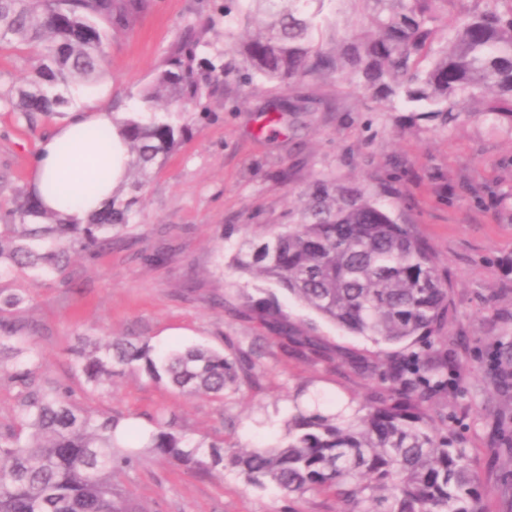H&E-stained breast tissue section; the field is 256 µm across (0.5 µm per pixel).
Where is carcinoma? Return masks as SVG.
<instances>
[{
    "label": "carcinoma",
    "instance_id": "carcinoma-1",
    "mask_svg": "<svg viewBox=\"0 0 512 512\" xmlns=\"http://www.w3.org/2000/svg\"><path fill=\"white\" fill-rule=\"evenodd\" d=\"M248 40L232 50L245 79L336 78L390 105L441 118L467 115L473 101L494 130L512 131V0H485L478 14L448 26L451 0H246ZM362 28L340 33L341 6ZM149 0H0V47L36 50L25 84L0 103L30 123L73 107L103 71L107 34L122 35ZM207 28L192 27L167 51L138 106L122 121L132 156L129 181L85 224H68L30 195L13 201L0 224V281L64 276L70 256L95 259L136 220L149 173L184 137L182 107L201 103L195 77ZM257 271L338 327L374 343L431 342L448 319V282L427 242L358 189L319 183L305 219L234 259ZM24 288H0V379L17 389L14 415L0 424V512H141L114 481L134 467L138 449L210 471L229 469L248 484L287 496L317 493L346 512H489L464 449L424 411L448 389V361L430 350L391 363L390 393L346 416L296 409L284 437L242 451L194 441L173 422L155 421L138 438L110 412L78 402L61 382L39 374V352L19 312ZM249 311L275 334L313 346L272 299ZM251 368L244 357L205 345L160 348L149 340L89 341L72 370L96 391L132 370L182 395L224 397Z\"/></svg>",
    "mask_w": 512,
    "mask_h": 512
}]
</instances>
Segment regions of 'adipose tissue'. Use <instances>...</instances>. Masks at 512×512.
Returning a JSON list of instances; mask_svg holds the SVG:
<instances>
[{
    "label": "adipose tissue",
    "mask_w": 512,
    "mask_h": 512,
    "mask_svg": "<svg viewBox=\"0 0 512 512\" xmlns=\"http://www.w3.org/2000/svg\"><path fill=\"white\" fill-rule=\"evenodd\" d=\"M120 119L109 103L108 90L102 89L80 98L64 121L41 138L30 186L40 196L43 209L80 223L111 200L126 179L130 160ZM95 129L108 132L107 151L86 138V131ZM97 170L103 172V179L91 191H82V183Z\"/></svg>",
    "instance_id": "obj_1"
}]
</instances>
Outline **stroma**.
<instances>
[{
    "label": "stroma",
    "mask_w": 512,
    "mask_h": 512,
    "mask_svg": "<svg viewBox=\"0 0 512 512\" xmlns=\"http://www.w3.org/2000/svg\"><path fill=\"white\" fill-rule=\"evenodd\" d=\"M225 0H151L126 34L112 38L100 79L112 100L132 107L171 45L186 29L209 24L199 70L209 85L201 104L185 108L190 130L155 169L135 224L111 251L72 257L65 278L28 287L20 314L43 369L69 386L84 406L131 419L148 433L158 417H175L197 440L257 448L284 435L297 394L356 409L387 396L380 378L411 346L377 344L353 335L255 274L235 270L244 241L298 223L320 181L357 187L432 248L448 278V320L433 339L453 384L427 403L477 469L497 512L512 476V378L496 377L489 358L512 352V135L491 131L473 103L455 125L386 103L333 78L286 85L244 83L228 51V32L244 37ZM303 112L267 115L281 100ZM207 118H200V110ZM55 118L27 123L0 107V210L27 189L39 140ZM163 253L161 262L149 256ZM276 300L289 323L318 352L284 351L263 323L245 315L247 299ZM146 338L156 345L205 343L225 355L252 354V378L223 398L180 395L139 373L115 374L87 391L70 366L79 338ZM117 481L144 512H340L336 499L300 498L247 484L232 471L207 472L149 457Z\"/></svg>",
    "instance_id": "obj_1"
}]
</instances>
